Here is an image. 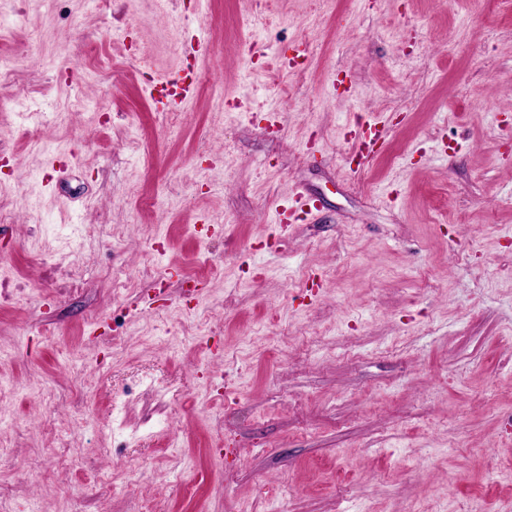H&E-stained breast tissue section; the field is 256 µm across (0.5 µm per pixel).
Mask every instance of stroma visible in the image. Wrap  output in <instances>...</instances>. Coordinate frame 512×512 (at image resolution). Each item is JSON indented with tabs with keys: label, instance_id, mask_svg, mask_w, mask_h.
Wrapping results in <instances>:
<instances>
[{
	"label": "stroma",
	"instance_id": "1",
	"mask_svg": "<svg viewBox=\"0 0 512 512\" xmlns=\"http://www.w3.org/2000/svg\"><path fill=\"white\" fill-rule=\"evenodd\" d=\"M21 50L0 512H512V0H0ZM389 128V118L355 124L353 130L357 145L355 151L360 160L375 156L384 149ZM274 222L277 224H288V220L295 215L313 216V207L303 190H298L291 198L288 208L276 204L272 206Z\"/></svg>",
	"mask_w": 512,
	"mask_h": 512
}]
</instances>
